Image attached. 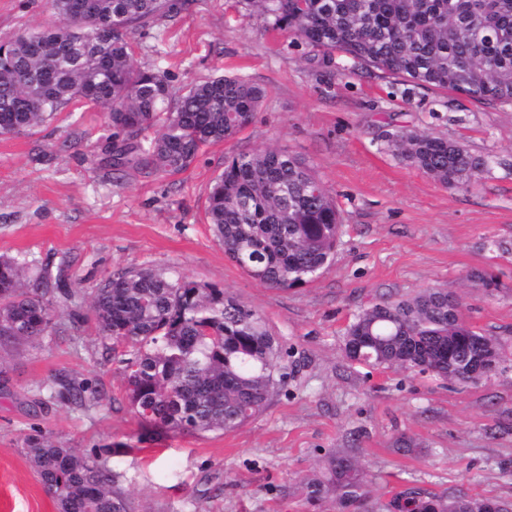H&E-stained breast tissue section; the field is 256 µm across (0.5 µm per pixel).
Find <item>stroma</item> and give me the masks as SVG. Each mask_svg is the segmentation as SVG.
I'll return each instance as SVG.
<instances>
[{
  "instance_id": "obj_1",
  "label": "stroma",
  "mask_w": 512,
  "mask_h": 512,
  "mask_svg": "<svg viewBox=\"0 0 512 512\" xmlns=\"http://www.w3.org/2000/svg\"><path fill=\"white\" fill-rule=\"evenodd\" d=\"M53 20L48 0H0V40ZM136 43L175 88L232 72L266 98L177 174L114 167L112 129L90 104L0 136V255L65 273L78 306L55 308L39 342L0 349V512H56L24 454L38 431L100 455L132 512H339L308 503L300 482L344 448L365 471L369 512H388L409 485L512 502V106L405 85L340 54L319 66L244 0H193ZM402 128L464 142L483 172L442 186L397 153ZM266 147L314 168L343 220L331 264L288 290L230 261L207 220L225 158ZM133 268L222 288L261 314L299 362L261 415L223 434L158 435L140 422L92 310L98 288ZM436 287L456 291L467 323L498 339L495 373L461 384L346 357L362 308ZM61 378L83 386L85 404L52 397ZM402 435L417 441L413 455L396 453Z\"/></svg>"
}]
</instances>
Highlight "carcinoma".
<instances>
[{
  "mask_svg": "<svg viewBox=\"0 0 512 512\" xmlns=\"http://www.w3.org/2000/svg\"><path fill=\"white\" fill-rule=\"evenodd\" d=\"M264 28L297 35L329 67L340 53L356 63L489 103L512 104V0H246ZM71 0H49L55 22L4 41L0 135H18L74 101L106 110L113 166L146 173L186 170L200 151L237 135L266 96L225 73L174 91L168 72L135 57L132 35L176 17L187 0H96L94 22L70 17ZM400 155L448 188L471 182L484 160L466 145L413 131L394 136ZM207 217L227 255L250 277L279 289L315 278L336 254L342 218L313 169L284 148L240 153L208 193ZM47 280L0 256V348L53 328ZM100 335L121 359L128 401L157 434L229 432L260 414L288 378V351L253 309L224 292L150 268L112 275L93 297ZM346 357L372 368L430 371L460 383L492 357L497 338L474 330L447 288H427L359 311L344 334ZM56 398L83 403L57 383ZM25 455L58 512H131L97 455L42 433ZM310 503L330 496L343 509L366 499L364 473L329 454L306 479ZM504 503L462 491L412 487L391 512H495Z\"/></svg>",
  "mask_w": 512,
  "mask_h": 512,
  "instance_id": "cac0c4a2",
  "label": "carcinoma"
}]
</instances>
